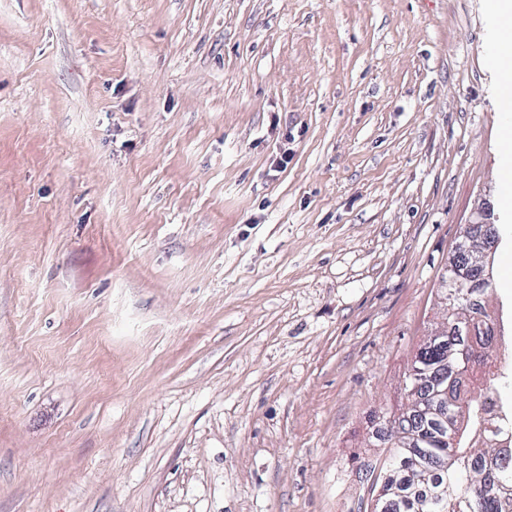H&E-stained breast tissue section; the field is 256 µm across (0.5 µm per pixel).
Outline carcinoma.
<instances>
[{
  "label": "carcinoma",
  "mask_w": 512,
  "mask_h": 512,
  "mask_svg": "<svg viewBox=\"0 0 512 512\" xmlns=\"http://www.w3.org/2000/svg\"><path fill=\"white\" fill-rule=\"evenodd\" d=\"M457 292L453 277H448V287L441 289L454 309L448 314L447 342L416 355L415 365L428 372L426 410L392 414L399 432L420 421L423 433L419 447L392 448L384 461L389 477L380 502L388 504L385 512H512V448L497 446L512 437V407L482 393V387L505 377V372L487 351L470 347H491L497 336L488 327L468 342L453 327L459 314L481 316L486 290L465 300L457 298ZM443 387L448 388V406L463 413L461 429L451 413L445 430L429 425L436 414L434 393Z\"/></svg>",
  "instance_id": "carcinoma-1"
}]
</instances>
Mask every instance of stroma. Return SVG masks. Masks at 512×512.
Returning <instances> with one entry per match:
<instances>
[{
  "label": "stroma",
  "mask_w": 512,
  "mask_h": 512,
  "mask_svg": "<svg viewBox=\"0 0 512 512\" xmlns=\"http://www.w3.org/2000/svg\"><path fill=\"white\" fill-rule=\"evenodd\" d=\"M489 0H0V512H359L464 223L512 221Z\"/></svg>",
  "instance_id": "stroma-1"
}]
</instances>
